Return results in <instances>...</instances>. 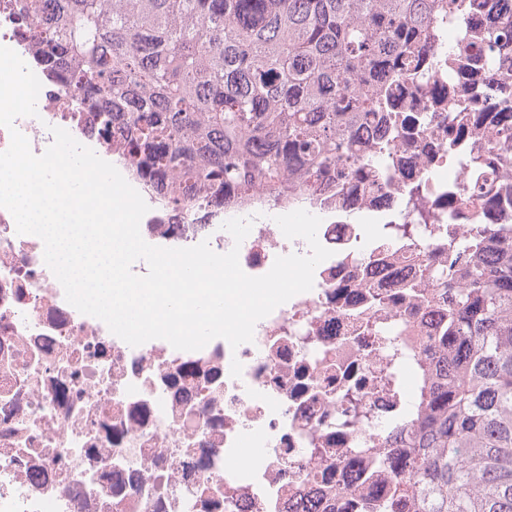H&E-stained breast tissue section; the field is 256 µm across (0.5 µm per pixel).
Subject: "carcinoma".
I'll list each match as a JSON object with an SVG mask.
<instances>
[{
	"instance_id": "1",
	"label": "carcinoma",
	"mask_w": 512,
	"mask_h": 512,
	"mask_svg": "<svg viewBox=\"0 0 512 512\" xmlns=\"http://www.w3.org/2000/svg\"><path fill=\"white\" fill-rule=\"evenodd\" d=\"M18 35L32 61L74 88L71 107L97 113L105 140L139 180L173 204L169 186L192 183L230 206L260 189L279 198L287 182L317 193L350 181L361 160L378 165L406 126L424 117L386 112L392 83H414L420 54L470 55L492 66L512 44L504 0H21ZM454 13L453 45L436 26ZM486 24L468 39L470 16ZM486 128H466L448 99L438 124L448 151L466 133L484 138L469 158L473 235L455 240L434 226L448 252L426 267L450 295L448 326L431 342L435 376L426 408L402 429L408 477L363 512H512V235L483 223L484 210L509 204L478 180L489 161L512 168V90ZM391 127V142L360 154V127Z\"/></svg>"
}]
</instances>
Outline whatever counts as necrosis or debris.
Returning a JSON list of instances; mask_svg holds the SVG:
<instances>
[{
    "label": "necrosis or debris",
    "instance_id": "1",
    "mask_svg": "<svg viewBox=\"0 0 512 512\" xmlns=\"http://www.w3.org/2000/svg\"><path fill=\"white\" fill-rule=\"evenodd\" d=\"M510 81L508 60L490 71L454 64L393 95L404 112L433 114L450 94L460 111L495 112L498 98L483 88ZM40 82L37 116L15 121L32 152L44 153L55 126L112 160L93 114L72 120L67 89ZM445 139L421 148L409 134L385 161L392 186L349 181L339 208L299 192L286 202L258 192L228 207L185 183L186 208L130 178L149 206L147 243L235 248L251 276L310 252L275 216L305 209L320 218L317 237L332 255L312 289L235 349L221 338L198 351L162 339L129 346L66 301L42 240L18 234L0 208V512H359L361 501L388 499L384 461L399 456L388 432L418 414L432 378L427 349L447 322L445 296L421 285L425 265L444 254L431 225L405 209L404 192L424 181L442 220L470 206L462 178L427 174L431 163L462 169L463 154L441 149ZM447 198L452 208L441 207ZM355 214L369 224L352 223ZM234 217L253 221L239 245L222 228Z\"/></svg>",
    "mask_w": 512,
    "mask_h": 512
}]
</instances>
